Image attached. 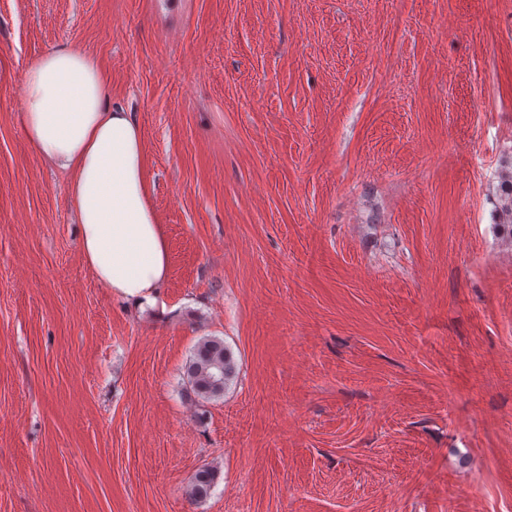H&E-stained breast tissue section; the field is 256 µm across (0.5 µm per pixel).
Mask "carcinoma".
Here are the masks:
<instances>
[{
  "mask_svg": "<svg viewBox=\"0 0 512 512\" xmlns=\"http://www.w3.org/2000/svg\"><path fill=\"white\" fill-rule=\"evenodd\" d=\"M499 226L512 241V173L501 180L498 189ZM237 374V363L224 339L208 336L192 349L185 364V379L201 401L224 396V390ZM218 478L217 470L204 467L193 478L190 494L196 500L207 498Z\"/></svg>",
  "mask_w": 512,
  "mask_h": 512,
  "instance_id": "obj_1",
  "label": "carcinoma"
}]
</instances>
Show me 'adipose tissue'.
Wrapping results in <instances>:
<instances>
[{
  "label": "adipose tissue",
  "mask_w": 512,
  "mask_h": 512,
  "mask_svg": "<svg viewBox=\"0 0 512 512\" xmlns=\"http://www.w3.org/2000/svg\"><path fill=\"white\" fill-rule=\"evenodd\" d=\"M18 94L33 149L69 175L85 264L116 297L154 305L169 250L135 114L113 103L98 61L70 44L32 60Z\"/></svg>",
  "instance_id": "ef3b65f1"
}]
</instances>
